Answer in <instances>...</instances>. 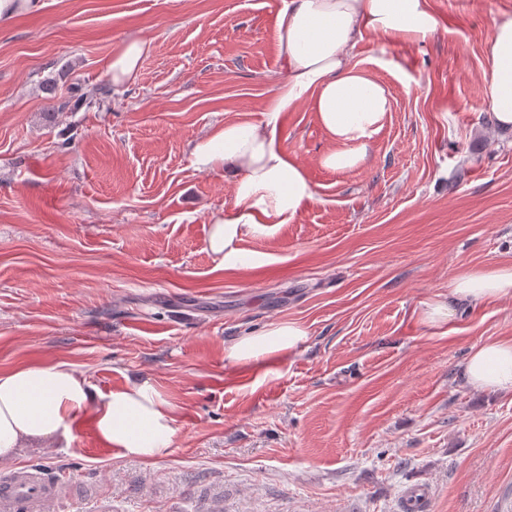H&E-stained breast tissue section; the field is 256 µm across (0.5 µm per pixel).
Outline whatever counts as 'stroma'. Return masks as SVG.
Returning <instances> with one entry per match:
<instances>
[{
    "label": "stroma",
    "instance_id": "obj_1",
    "mask_svg": "<svg viewBox=\"0 0 512 512\" xmlns=\"http://www.w3.org/2000/svg\"><path fill=\"white\" fill-rule=\"evenodd\" d=\"M42 2L0 29V371L64 363L96 394L147 380L178 428L149 462L88 422L26 443L10 465L91 490L47 512H401L418 482L432 512H512V395L462 378L474 346L512 337V296L420 317L460 271L512 266V133L482 78L512 0H430L423 41L366 34L351 62L392 107L365 164L323 168L315 113H283L316 198L224 270L206 240L233 176L195 170L191 147L261 119L283 0ZM131 34L151 50L116 88L105 64ZM77 90L96 105L57 111ZM282 321L306 331L296 349L225 361Z\"/></svg>",
    "mask_w": 512,
    "mask_h": 512
}]
</instances>
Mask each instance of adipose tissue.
Instances as JSON below:
<instances>
[{
	"instance_id": "adipose-tissue-1",
	"label": "adipose tissue",
	"mask_w": 512,
	"mask_h": 512,
	"mask_svg": "<svg viewBox=\"0 0 512 512\" xmlns=\"http://www.w3.org/2000/svg\"><path fill=\"white\" fill-rule=\"evenodd\" d=\"M438 29L428 0H284L276 40L286 67L258 123L225 125L191 151L196 170H233L235 202L213 215L207 246L217 268L246 266L241 241L262 224H288L315 198L305 171L277 140L282 113L309 104L336 147L321 159L324 168L345 171L361 166L367 145L390 109V95L351 62L365 34L423 40ZM150 50L135 36L124 39L107 62L114 87L134 81ZM491 117L512 131V14L495 18L485 46L482 71ZM512 295V267L469 270L448 286L446 296L426 302L423 320H450L455 307ZM306 332L282 322L228 342L230 362L259 361L293 350ZM474 388L512 394V339H490L472 349L463 369ZM93 423L99 439L124 454L152 460L167 454L176 434L174 409L149 381L106 394L90 386L64 364H32L0 373V461L13 460L22 444L39 438L71 437L75 421Z\"/></svg>"
}]
</instances>
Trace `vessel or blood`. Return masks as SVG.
Masks as SVG:
<instances>
[{
  "instance_id": "b4317fda",
  "label": "vessel or blood",
  "mask_w": 512,
  "mask_h": 512,
  "mask_svg": "<svg viewBox=\"0 0 512 512\" xmlns=\"http://www.w3.org/2000/svg\"><path fill=\"white\" fill-rule=\"evenodd\" d=\"M62 485L52 482L42 469L0 477V512H45L51 500L62 495ZM402 512H431L432 493L424 484L408 487Z\"/></svg>"
}]
</instances>
